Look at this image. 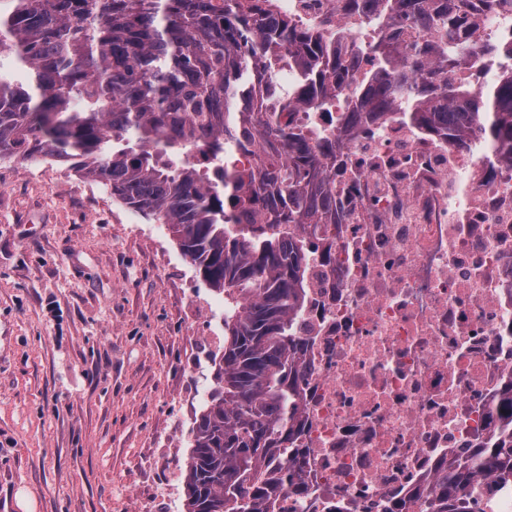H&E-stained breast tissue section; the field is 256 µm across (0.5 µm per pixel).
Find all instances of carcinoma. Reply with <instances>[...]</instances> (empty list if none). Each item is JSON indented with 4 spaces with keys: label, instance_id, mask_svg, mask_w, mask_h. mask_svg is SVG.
I'll use <instances>...</instances> for the list:
<instances>
[{
    "label": "carcinoma",
    "instance_id": "cac0c4a2",
    "mask_svg": "<svg viewBox=\"0 0 512 512\" xmlns=\"http://www.w3.org/2000/svg\"><path fill=\"white\" fill-rule=\"evenodd\" d=\"M0 160L70 161L128 207L167 225L209 287L226 293L216 387L192 429L186 512H274L301 491L294 326L307 296L302 224H335L336 138L281 113L335 112L341 126L400 113L431 132L475 136L512 162V67L488 86L453 81L500 0H344L380 24L375 69L354 79L343 29L313 32L259 0H0ZM512 58L502 40L482 46ZM346 94V106L337 99ZM245 136L256 170L236 166ZM208 152L214 175L189 161ZM502 439L463 454L430 490L428 512H470L485 477L512 487V388L493 418Z\"/></svg>",
    "mask_w": 512,
    "mask_h": 512
}]
</instances>
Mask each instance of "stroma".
Listing matches in <instances>:
<instances>
[{"label": "stroma", "instance_id": "35a3bbf8", "mask_svg": "<svg viewBox=\"0 0 512 512\" xmlns=\"http://www.w3.org/2000/svg\"><path fill=\"white\" fill-rule=\"evenodd\" d=\"M224 305L110 187L0 160V512H184Z\"/></svg>", "mask_w": 512, "mask_h": 512}]
</instances>
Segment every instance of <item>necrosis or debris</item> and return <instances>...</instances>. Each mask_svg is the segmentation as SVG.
<instances>
[{"instance_id": "4bbe7bcc", "label": "necrosis or debris", "mask_w": 512, "mask_h": 512, "mask_svg": "<svg viewBox=\"0 0 512 512\" xmlns=\"http://www.w3.org/2000/svg\"><path fill=\"white\" fill-rule=\"evenodd\" d=\"M336 207L305 241L303 491L276 512H424L512 384V164L394 115L342 135Z\"/></svg>"}]
</instances>
